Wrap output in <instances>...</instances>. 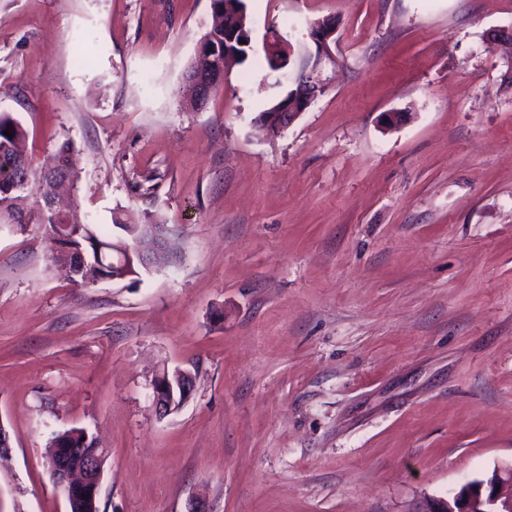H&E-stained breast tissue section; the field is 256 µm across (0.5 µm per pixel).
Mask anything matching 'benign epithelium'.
<instances>
[{"label":"benign epithelium","mask_w":512,"mask_h":512,"mask_svg":"<svg viewBox=\"0 0 512 512\" xmlns=\"http://www.w3.org/2000/svg\"><path fill=\"white\" fill-rule=\"evenodd\" d=\"M336 24L329 20L316 22L311 29L314 51L309 53L311 65L299 70L292 78L296 88L286 98L280 100L267 112L259 116L261 126L269 133L277 134L288 128L320 96V90L327 85L323 75V65L334 61L331 44L336 42ZM240 44L250 46L251 30L245 22L240 28L224 32V56L213 54V49L203 43L199 44L197 55L206 59L207 64L197 69L190 76L188 102L191 108H201L214 87L224 82V69L228 60L233 58L232 46ZM268 57L274 70L288 67L291 50L288 43L276 32H270L267 42ZM47 173L57 182L54 193L44 201L42 210L59 213L57 197L61 189L72 185L68 175L51 167ZM70 239L67 227L59 225L55 235L56 255L68 276L87 266V255L66 244ZM124 252L122 264H127L132 256H137L142 267L153 266L154 255L160 254L161 246L155 241L143 242L131 250L121 247ZM192 375L186 371L165 372L152 384V402L158 415L164 417L180 409L192 393ZM85 453L83 464L74 468L57 455L47 456L46 464L54 483L59 488L74 489L77 498L95 504L103 478L104 451L96 443L84 441ZM75 498V499H77ZM75 499L68 500L69 506H75ZM422 512H512V467H495L490 478L474 479L448 491V494L433 499L426 504Z\"/></svg>","instance_id":"obj_1"}]
</instances>
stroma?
<instances>
[{
  "label": "stroma",
  "mask_w": 512,
  "mask_h": 512,
  "mask_svg": "<svg viewBox=\"0 0 512 512\" xmlns=\"http://www.w3.org/2000/svg\"><path fill=\"white\" fill-rule=\"evenodd\" d=\"M243 2L251 47L194 112L210 0H0L33 165L71 142L87 222L183 236L81 287L0 223V512H68L44 455L72 427L107 453L100 512H421L512 464V0ZM326 18L327 89L266 134L292 88L266 31L296 69ZM177 369L194 390L159 416ZM269 39L267 42V52H268V66L270 69L275 71L283 70L288 67L291 57V50L288 43L279 36L276 31H271L269 33ZM271 63L270 62V60ZM192 375L175 370L163 372L152 384V402L159 416H167L180 409L189 399L193 390Z\"/></svg>",
  "instance_id": "1"
}]
</instances>
